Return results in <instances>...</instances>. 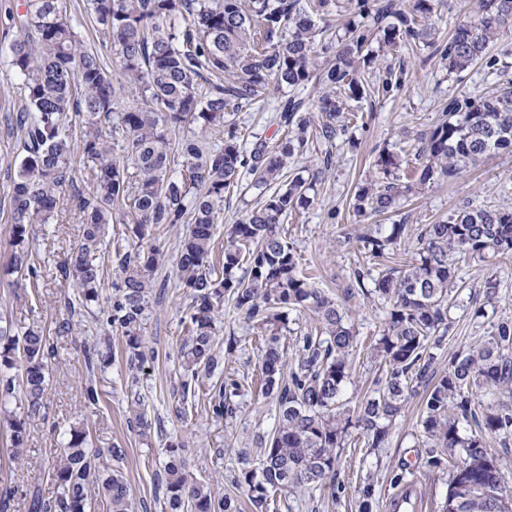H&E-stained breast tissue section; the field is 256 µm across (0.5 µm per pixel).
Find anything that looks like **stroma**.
Here are the masks:
<instances>
[{"label": "stroma", "instance_id": "35a3bbf8", "mask_svg": "<svg viewBox=\"0 0 512 512\" xmlns=\"http://www.w3.org/2000/svg\"><path fill=\"white\" fill-rule=\"evenodd\" d=\"M25 0H0V266L7 260L11 216L8 195L17 164L20 134L14 125L23 97L18 86L6 75L9 47L17 35L15 19L24 11ZM474 0H436L427 19L428 35L423 40L379 51V61L401 68L399 85L389 93L369 91L361 101L351 103L359 118L349 128V137L333 146L312 142L303 158L317 163L324 152H332L334 164L316 185L314 204L289 215L281 231L294 241L299 254L300 273L312 276L316 287L329 295L341 294L345 281L364 262L365 255L358 235L367 227L355 223L348 203L373 177L372 162L380 150L411 159L414 146L442 118L448 102L465 95L489 94L512 80V29L505 30L491 52L506 55L504 69L488 68L479 61L462 72H449L436 47L448 39L460 22L474 15ZM474 205L512 208V152L501 151L487 156L477 167L462 171L451 179L419 187L401 205L397 217L406 224L420 226L446 219L463 201ZM82 226L72 212L59 214L56 223L46 225L32 241V252L47 267H54L64 254L78 244ZM462 286L448 300L451 326L436 349V368H444L449 357L465 350L473 341L490 336L496 322L512 318V256L494 258L484 263L463 265ZM499 282L494 300H487L483 288L486 278ZM154 278L165 283L164 293L153 296L144 322L142 336L157 357L146 366L148 381L144 388L146 412L152 428L139 432L130 427L128 403L122 387L124 368L121 336L111 339L115 361L106 373V394L100 406L85 407L81 397L84 381L81 348L85 342L102 336L91 318L69 316L64 307L66 288L63 282L48 276L38 287L16 285L13 277L0 276V316L12 319L15 327L39 322L55 327L70 319L69 333L56 337L61 361L50 370L46 394V422L33 421L27 426L29 452L19 463L9 462L6 447L10 433L0 418V492L21 487L51 499L56 489L48 471L57 460L66 440L63 428H87L95 447L106 449L118 444L127 454L119 465L128 481L135 512H162L155 500L154 475L166 459L165 450L173 439H180L183 455L193 477L211 483L214 491L224 489V470L236 468L237 460L225 458L223 468L212 462L216 448H232L256 456L257 439L270 431L276 420L271 404L263 408L244 406L236 420L216 421L205 412L181 416L177 392L179 361L177 350L182 336L180 317L188 299L180 288L173 263L159 268ZM349 318L356 330L357 347L354 367L346 391L349 401L363 397L379 378L371 347L380 334L387 308L381 302L363 296L347 302ZM217 326L222 338L238 337L239 345L225 373L234 375L247 387L260 385L261 357L249 328L232 302H224ZM422 414L419 400H412L393 422L385 448L369 452L362 448L359 432H352L350 447L341 451L335 481L315 489L298 488L277 495L278 512H358V500L365 485L375 487L372 512H389L390 502L399 488L391 479L407 470L422 504L421 512H442L448 494V469L427 466V451L418 445ZM59 423L60 432L50 430Z\"/></svg>", "mask_w": 512, "mask_h": 512}]
</instances>
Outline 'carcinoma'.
<instances>
[{"label":"carcinoma","instance_id":"carcinoma-1","mask_svg":"<svg viewBox=\"0 0 512 512\" xmlns=\"http://www.w3.org/2000/svg\"><path fill=\"white\" fill-rule=\"evenodd\" d=\"M88 2L102 34V54L84 46L82 22L63 0H26L25 13L17 16L8 76L20 85L25 105L16 115L22 156L9 192L8 271L38 283L43 267L31 256L33 226L53 223L66 206L78 214L81 241L56 264L57 277L72 288L64 303L70 314L84 312L124 338L129 424L143 433L150 427L143 406L144 366L157 353L145 345L141 331L156 288L153 274L167 256L156 233L165 224L189 223L176 262L179 284L190 297L180 320L182 404L195 409L201 396L211 418L233 421L249 395L242 381L215 376L224 354L237 345L230 338L221 348L216 339V313L228 298L248 326L261 330L258 394L272 400L277 416L274 431L259 440L256 459L231 470L222 494L193 479L183 444L170 441L159 477L164 510L241 512L245 494L252 512H268L271 494L336 478L349 429L359 431L366 447H385L392 421L427 377L419 425L428 465L440 468L445 457L455 459L444 512H496L503 471L488 454L485 437L512 435V403L485 404L475 397L512 393V319H501L489 338L452 355L443 372L432 366L433 349L448 331L444 305L458 287L460 264L512 256V209L467 201L444 221L414 230L376 224L363 237L366 254L379 269L365 264L354 269L342 294L376 297L388 305L372 348L386 376L351 412L342 398L357 336L338 301L299 273L296 247L279 230L289 214L310 204L319 174L333 165L327 151L311 176L290 178L284 172L288 160L301 155L311 139L331 145L348 133L347 101L366 92L358 71L374 61L365 53L374 31L382 32L388 48L405 38H423L417 19L433 12L434 0H412L405 9L396 8V0H356L358 13L371 23L348 26L335 39L330 24L318 29L310 18L328 14L331 0ZM509 27L512 0H476L475 17L459 24L438 51L451 71L482 59L494 68L499 58L489 55V45ZM320 55L326 58L322 68ZM312 81L328 88L318 117L307 108L305 90ZM282 87L292 92L277 107V124L286 134L272 147L258 136L244 147L230 116L263 109L270 90ZM499 150H512V81L448 104L416 149L413 181L400 180L399 155L379 152L375 177L353 198V217L360 223L394 213L414 186L452 178ZM77 161L88 168V190L78 185ZM245 173L260 199L231 226L215 261L224 193ZM111 224L125 225L113 241L106 237ZM395 249L412 252L400 267L386 265ZM103 254L112 258L118 277L102 302ZM238 270L243 274L236 275ZM292 309L313 313L319 327L296 338L298 355L286 376L281 338ZM70 327L64 320L51 332L34 322L16 332L0 319V409L11 432L7 453L15 462L28 451V422L47 418V375L57 356L52 333ZM81 354L82 399L93 409L103 398L110 338L85 343ZM469 423L476 430L464 437ZM66 435L52 471L56 498L46 502L9 488L0 509L6 512L20 495L32 497L31 512H92L95 486L107 512H133L127 481L117 469L99 470L102 452L91 447L86 430L73 425Z\"/></svg>","mask_w":512,"mask_h":512}]
</instances>
